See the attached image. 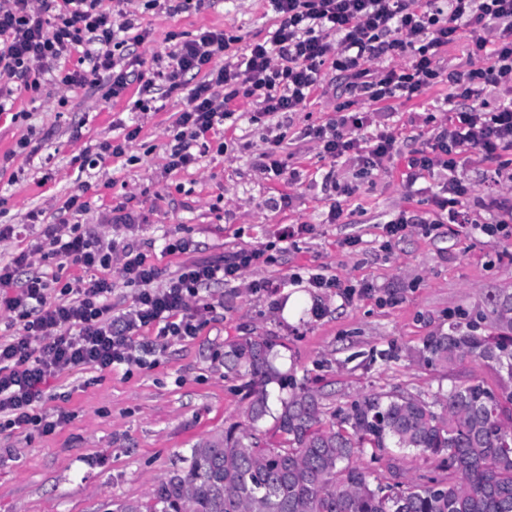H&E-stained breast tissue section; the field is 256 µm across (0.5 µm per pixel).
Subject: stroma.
<instances>
[{
	"label": "stroma",
	"mask_w": 512,
	"mask_h": 512,
	"mask_svg": "<svg viewBox=\"0 0 512 512\" xmlns=\"http://www.w3.org/2000/svg\"><path fill=\"white\" fill-rule=\"evenodd\" d=\"M113 24L131 17L117 56L132 63L131 83L119 98L104 96L110 81L95 86H43L39 98L9 80L15 122L0 115V224H24L40 212L44 224H80L103 240L140 242L165 271L176 257L164 254L166 239H189L191 259L211 261L240 249L271 247L273 262L245 271L236 285H215L224 302L219 321L195 339L158 348L142 367L74 369L53 383L47 412H66L53 434L24 437L0 431V512H112L115 503L149 500L154 488L179 467L200 441L220 435L242 420L245 402L239 379L224 368L225 342L243 336L273 341L280 369L297 382L321 389L326 410L373 393H409L433 400L452 387L482 380L496 387L498 375L486 363L464 358L445 368L422 358L429 336L465 325L483 309L486 297L512 289V261L488 237L418 231L383 248V226L393 213L419 210L402 174L410 151L421 148L448 108V86H430L409 101L376 105L351 96L346 79L325 70L323 85L303 109L254 123V99L238 97L224 122V149L210 151L185 170L167 167L166 144L185 107L183 90H157L159 109L133 106L136 83L172 50L171 33L191 38L210 28L232 37L229 59L247 53L277 25L268 0H187L172 14L152 0H129L118 15L117 0H100ZM148 39L137 41L139 31ZM371 112L393 129L399 151L384 170L365 181L355 164L321 158L305 129L335 120L338 108ZM140 130L123 157L82 166L86 143ZM81 137H74V130ZM283 138V156L297 169L295 184L268 178L260 154L268 139ZM51 180H44V172ZM334 173L358 191L343 204L345 217L326 215L336 194L323 177ZM91 183L82 192L83 183ZM83 194L85 209L65 210ZM309 224L298 245L280 249L283 225ZM302 282H290L292 273ZM321 274L365 288L343 301L336 289L310 287ZM264 280L282 282L275 294L253 291Z\"/></svg>",
	"instance_id": "35a3bbf8"
}]
</instances>
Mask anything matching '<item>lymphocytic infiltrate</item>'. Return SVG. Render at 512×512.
<instances>
[{"instance_id": "obj_1", "label": "lymphocytic infiltrate", "mask_w": 512, "mask_h": 512, "mask_svg": "<svg viewBox=\"0 0 512 512\" xmlns=\"http://www.w3.org/2000/svg\"><path fill=\"white\" fill-rule=\"evenodd\" d=\"M100 0H0V73L22 80L31 97L42 93L41 77L55 73L65 86L97 85L101 74L112 77L109 89L119 97L129 86L126 69L114 51L118 33L132 21L113 28ZM279 23L271 37L251 45L236 62L223 59L231 40L223 31L202 29L177 41L166 64L138 88L136 109L148 107L157 85L185 90L186 107L177 131L166 145L167 166L182 170L224 140L229 105L238 96L254 98L260 109L253 122L304 107L321 86L322 69L343 73L351 94L373 103L412 99L427 86L444 83L449 100L463 99L467 108L452 110L421 149L407 158L404 183L415 189L437 179L426 197L427 211L402 210L384 225L387 240L410 227L429 233L444 224L473 227L497 239L503 254L512 253V0H271ZM468 38L467 70L440 64L443 47ZM80 51L79 69L59 63ZM200 74L185 88L182 78ZM497 94L495 106L480 102L485 88ZM309 136L322 157L352 160L363 176L384 169L398 142L385 126H374L364 113L347 112L327 125L310 127ZM487 165V178L497 207L494 222L478 220L473 188L454 172L470 155ZM184 238L168 239L166 254L178 257L174 271L162 273L140 246L128 241L102 242L95 231L72 225H43L30 248L11 262L0 263V311L12 332L0 338V427L41 434L66 422L65 413L49 414L50 379L65 369L111 370L140 366L144 359L135 335L155 332V340L198 336L214 320L216 305L207 294L214 284L229 285L265 255L264 250H238L215 261L187 260ZM57 258L78 267L68 278L32 270L30 258ZM119 274L134 287L132 305L112 313V281L105 277L113 257Z\"/></svg>"}]
</instances>
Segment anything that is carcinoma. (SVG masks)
<instances>
[{"label": "carcinoma", "instance_id": "1", "mask_svg": "<svg viewBox=\"0 0 512 512\" xmlns=\"http://www.w3.org/2000/svg\"><path fill=\"white\" fill-rule=\"evenodd\" d=\"M482 318L490 333L456 325L426 340L424 360L491 363L500 391L474 380L432 402L366 395L327 423L319 391L278 369L269 339L225 344L224 368L247 389L245 421L190 449L148 501L125 500L115 512H512V289L489 296ZM271 385L291 389L275 412ZM391 448L432 457L434 470L382 481L377 464Z\"/></svg>", "mask_w": 512, "mask_h": 512}]
</instances>
